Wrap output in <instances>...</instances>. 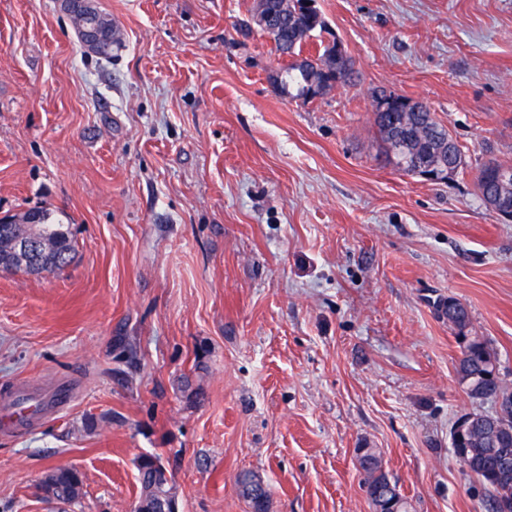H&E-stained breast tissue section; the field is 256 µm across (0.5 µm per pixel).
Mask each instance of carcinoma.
I'll use <instances>...</instances> for the list:
<instances>
[{"label": "carcinoma", "instance_id": "cac0c4a2", "mask_svg": "<svg viewBox=\"0 0 512 512\" xmlns=\"http://www.w3.org/2000/svg\"><path fill=\"white\" fill-rule=\"evenodd\" d=\"M272 14L270 38L277 50L290 56L301 48L313 32H323L327 23L319 9L306 6L307 0H259ZM90 16L106 35V43L92 46L88 51L101 57L112 55V19L88 4L85 12L72 15L74 25L81 26L85 17ZM338 42L324 46L322 54L314 58V64L305 69L287 66L281 73L278 89L291 97L309 101L305 90L325 84L328 87L344 88L355 85V79L336 73L330 58ZM398 103L385 114L374 113V124L384 145L385 159L398 170L414 175L418 168H432L446 180L463 168L464 158L460 146L451 131L439 122L429 107L416 112L413 99L399 95ZM511 170L512 165L497 159L483 163L476 176L478 197L486 204L499 193L512 194V184L494 181L493 168ZM29 242V251L21 256L19 244ZM75 252L74 240L69 225L52 221V213L40 208L37 214L10 217V222L0 224V260L11 264L14 271L39 274L54 271L72 261ZM436 306L444 309L443 319L454 331L460 344L457 375L469 398L494 400L503 396L493 420L486 414H466L471 423L469 434L461 443L459 460L482 482L488 492L485 502L487 512H512V434L502 436V429H512V394L503 385L499 375L493 374L497 354L481 337L471 335L468 308L457 298L441 297ZM74 474L68 468L56 471L55 481L58 495L69 504L79 500L82 491L72 487ZM237 486L242 497L248 501L252 512H268L269 491L261 479L252 472L237 476ZM365 483L369 485L376 499L383 505L392 504L401 510L407 502L390 483L382 471L381 464L366 470Z\"/></svg>", "mask_w": 512, "mask_h": 512}]
</instances>
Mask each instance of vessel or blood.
<instances>
[{"mask_svg":"<svg viewBox=\"0 0 512 512\" xmlns=\"http://www.w3.org/2000/svg\"><path fill=\"white\" fill-rule=\"evenodd\" d=\"M72 387L58 383L48 394L33 398L25 383L16 384L6 405L0 406V429L14 436L23 435L30 422L69 406Z\"/></svg>","mask_w":512,"mask_h":512,"instance_id":"obj_1","label":"vessel or blood"}]
</instances>
